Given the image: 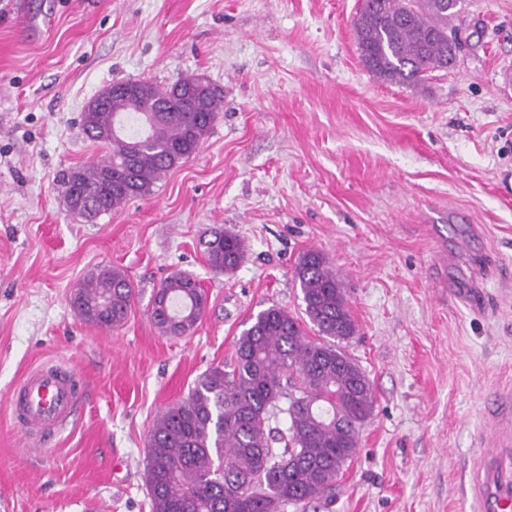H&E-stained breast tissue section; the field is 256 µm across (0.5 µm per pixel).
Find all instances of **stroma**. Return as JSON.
Here are the masks:
<instances>
[{
	"instance_id": "1",
	"label": "stroma",
	"mask_w": 512,
	"mask_h": 512,
	"mask_svg": "<svg viewBox=\"0 0 512 512\" xmlns=\"http://www.w3.org/2000/svg\"><path fill=\"white\" fill-rule=\"evenodd\" d=\"M360 0H0V406L29 368L83 381L51 453L0 409V512H151L157 416L229 361L252 316L306 322L303 252L329 260L358 332L372 418L330 507L471 512L485 450L512 441V0H463L454 69L415 89L376 80L353 30ZM205 76L222 107L198 153L149 194L86 221L61 177L95 160L81 126L116 81ZM246 245L209 267L213 229ZM135 287L123 326L81 319L102 267ZM207 299L166 336L152 299L172 273Z\"/></svg>"
}]
</instances>
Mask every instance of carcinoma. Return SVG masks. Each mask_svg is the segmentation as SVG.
I'll return each instance as SVG.
<instances>
[{
  "instance_id": "1",
  "label": "carcinoma",
  "mask_w": 512,
  "mask_h": 512,
  "mask_svg": "<svg viewBox=\"0 0 512 512\" xmlns=\"http://www.w3.org/2000/svg\"><path fill=\"white\" fill-rule=\"evenodd\" d=\"M460 11L461 0H363L354 20L362 63L384 83L419 85L453 62L445 34ZM198 83L193 76L169 86L143 81L140 93L115 89L97 111L81 115L84 133L106 154L64 175L68 210L95 219L147 195L192 158L221 109L217 90ZM205 247L215 272H232L244 258L242 240L222 229ZM295 277L317 339L272 305L243 330L231 361L207 370L157 417L144 470L151 512H285L332 495L373 414L374 391L338 346L357 327L328 259L307 251ZM157 294L168 301L151 309L159 332L198 326L205 298L193 276L172 274ZM134 295L124 271L103 268L73 307L87 322L116 328Z\"/></svg>"
}]
</instances>
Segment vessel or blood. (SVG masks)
Listing matches in <instances>:
<instances>
[{"label": "vessel or blood", "instance_id": "1", "mask_svg": "<svg viewBox=\"0 0 512 512\" xmlns=\"http://www.w3.org/2000/svg\"><path fill=\"white\" fill-rule=\"evenodd\" d=\"M81 378L63 365L29 369L7 401V412L24 442H45L58 436L82 399ZM478 512H512V467L499 455L483 459L473 475Z\"/></svg>", "mask_w": 512, "mask_h": 512}]
</instances>
